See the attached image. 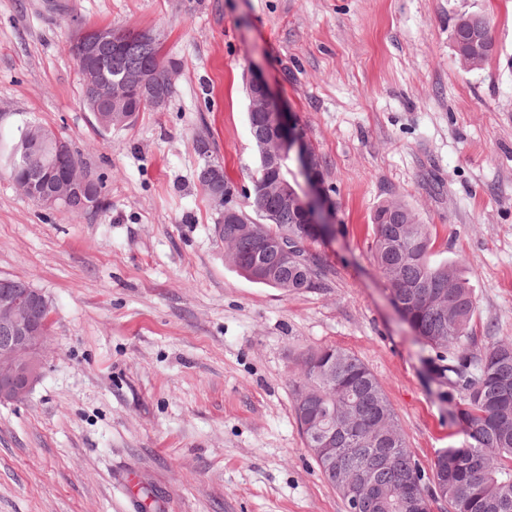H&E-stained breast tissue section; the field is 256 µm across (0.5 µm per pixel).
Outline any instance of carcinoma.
Segmentation results:
<instances>
[{"mask_svg":"<svg viewBox=\"0 0 512 512\" xmlns=\"http://www.w3.org/2000/svg\"><path fill=\"white\" fill-rule=\"evenodd\" d=\"M491 32L487 17L472 26H455L454 41L466 48L482 45ZM133 31L118 33L120 46L109 49L112 64L83 78L82 101L104 129L128 126L147 107L135 92L115 104L111 83L136 85L153 70L164 77L172 68L160 43L143 44ZM17 143L0 154L11 177L35 181L45 173L72 174L74 155L54 153L56 134L28 121L17 127ZM199 183L209 201L233 189L218 163L207 162ZM216 231L226 256L250 281L288 293L325 287L328 262L311 244L334 235L331 224H304L284 206L277 223L219 220ZM371 249L386 280L393 306L415 339L433 352L428 371L448 389V421L465 435L459 448L442 451L426 474L408 448L403 430L381 385L355 354L336 346L311 352L292 377L293 411L308 448L341 449L334 488L356 487L370 496L366 512H432L441 500L448 512H512V340L492 344L480 356L460 347L469 334L475 301L469 281L457 265L432 260L435 249L429 225L398 197L381 204L373 216ZM283 234L305 244L284 262L267 249ZM434 481L437 497L428 494Z\"/></svg>","mask_w":512,"mask_h":512,"instance_id":"carcinoma-1","label":"carcinoma"}]
</instances>
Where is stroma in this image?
<instances>
[{"mask_svg":"<svg viewBox=\"0 0 512 512\" xmlns=\"http://www.w3.org/2000/svg\"><path fill=\"white\" fill-rule=\"evenodd\" d=\"M465 13L491 24L478 69L453 47ZM80 26L160 33L165 105L100 128L67 50ZM250 68L325 162L336 235L317 290L241 276L198 182L212 159L249 184ZM25 121L68 141L105 206H40L0 168V276L53 317L41 381L0 405V512H346L292 411L291 372L326 345L377 377L422 469L462 444L371 224L405 200L473 290L463 347L512 339V0H0V137Z\"/></svg>","mask_w":512,"mask_h":512,"instance_id":"35a3bbf8","label":"stroma"}]
</instances>
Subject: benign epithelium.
<instances>
[{"label":"benign epithelium","instance_id":"benign-epithelium-1","mask_svg":"<svg viewBox=\"0 0 512 512\" xmlns=\"http://www.w3.org/2000/svg\"><path fill=\"white\" fill-rule=\"evenodd\" d=\"M112 42V30L82 28L68 43V50L83 60L97 46ZM171 82V76L162 80L155 73L142 77V96L155 101L157 85ZM250 119L263 129L259 143L263 149L265 165L281 172L288 159L297 158L304 177V186H294L286 178H278L267 194L280 203L301 212L311 223L329 224L330 201L324 191V175L320 170V157L300 126L287 119L280 102L274 97L265 77L251 70L245 77ZM83 185L87 206L96 210L103 207L104 198L98 182L88 176H78L70 183V191ZM69 194L61 192L59 183L49 179L41 194L44 207L55 208L68 202ZM218 213L224 218H239L234 195L219 196L214 201ZM52 317L51 303L39 289L29 282L0 280V403H16L27 398L42 375L45 365L47 322Z\"/></svg>","mask_w":512,"mask_h":512}]
</instances>
